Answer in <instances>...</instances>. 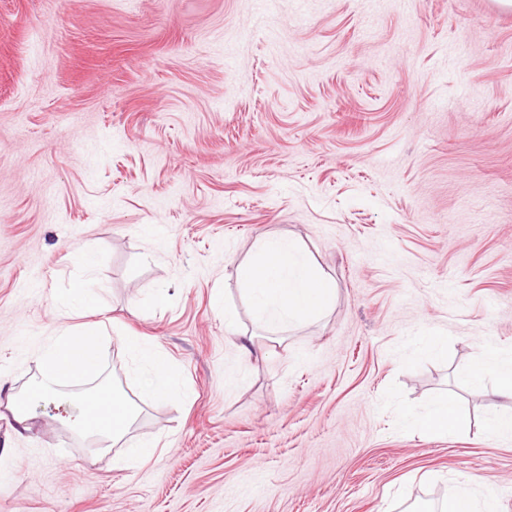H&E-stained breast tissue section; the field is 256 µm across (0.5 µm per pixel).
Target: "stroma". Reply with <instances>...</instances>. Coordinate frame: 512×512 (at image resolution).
<instances>
[{"mask_svg": "<svg viewBox=\"0 0 512 512\" xmlns=\"http://www.w3.org/2000/svg\"><path fill=\"white\" fill-rule=\"evenodd\" d=\"M268 235L336 286L276 336L238 276ZM80 282L97 310L61 315ZM95 323L100 376L23 435L0 421V512H440L463 482L512 512L488 431L512 402L463 379L512 356V7L0 0V388ZM124 336L181 369L178 396L143 395ZM102 386L139 407L138 467L55 420ZM443 392L464 432L402 425Z\"/></svg>", "mask_w": 512, "mask_h": 512, "instance_id": "obj_1", "label": "stroma"}]
</instances>
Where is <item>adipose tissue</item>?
<instances>
[{
	"label": "adipose tissue",
	"mask_w": 512,
	"mask_h": 512,
	"mask_svg": "<svg viewBox=\"0 0 512 512\" xmlns=\"http://www.w3.org/2000/svg\"><path fill=\"white\" fill-rule=\"evenodd\" d=\"M239 279L257 319L273 334L323 317L336 297L334 282L321 269L307 263L293 240L279 236L258 240L252 260L239 269ZM100 338L101 333L94 326L60 331L39 355L36 391L49 394L70 380L98 377L102 371ZM121 344L141 365L147 396L166 399L181 391L179 367L160 351L135 336L123 337ZM490 371L497 377L496 395L512 400V359L477 358L466 379L472 387L479 388ZM138 415L132 401L102 388L81 397L72 425L94 438L100 451L106 452L125 437ZM416 421L423 430L438 435L457 434L467 425L466 417L444 395L436 397Z\"/></svg>",
	"instance_id": "ef3b65f1"
}]
</instances>
